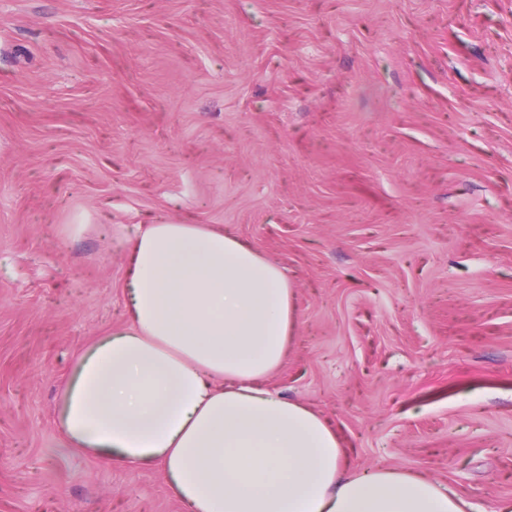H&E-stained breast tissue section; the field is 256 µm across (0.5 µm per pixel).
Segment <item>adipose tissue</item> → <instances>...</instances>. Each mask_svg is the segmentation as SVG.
Listing matches in <instances>:
<instances>
[{
    "label": "adipose tissue",
    "mask_w": 512,
    "mask_h": 512,
    "mask_svg": "<svg viewBox=\"0 0 512 512\" xmlns=\"http://www.w3.org/2000/svg\"><path fill=\"white\" fill-rule=\"evenodd\" d=\"M129 314L79 357L60 414L66 447L161 468L188 512H469L423 474L349 469L330 420L263 386L300 314L281 268L237 235L144 225Z\"/></svg>",
    "instance_id": "1"
}]
</instances>
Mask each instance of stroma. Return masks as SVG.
Here are the masks:
<instances>
[{
    "label": "stroma",
    "mask_w": 512,
    "mask_h": 512,
    "mask_svg": "<svg viewBox=\"0 0 512 512\" xmlns=\"http://www.w3.org/2000/svg\"><path fill=\"white\" fill-rule=\"evenodd\" d=\"M153 222L283 269L351 467L512 502V0H0V512H186L59 434Z\"/></svg>",
    "instance_id": "stroma-1"
}]
</instances>
